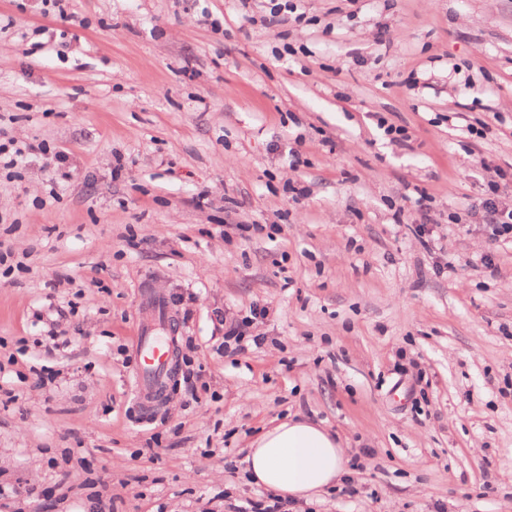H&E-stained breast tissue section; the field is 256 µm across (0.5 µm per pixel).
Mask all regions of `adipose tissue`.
<instances>
[{"label":"adipose tissue","instance_id":"obj_1","mask_svg":"<svg viewBox=\"0 0 512 512\" xmlns=\"http://www.w3.org/2000/svg\"><path fill=\"white\" fill-rule=\"evenodd\" d=\"M246 470L255 484L285 498H307L332 486L345 469L344 450L324 427L290 418L250 445Z\"/></svg>","mask_w":512,"mask_h":512}]
</instances>
